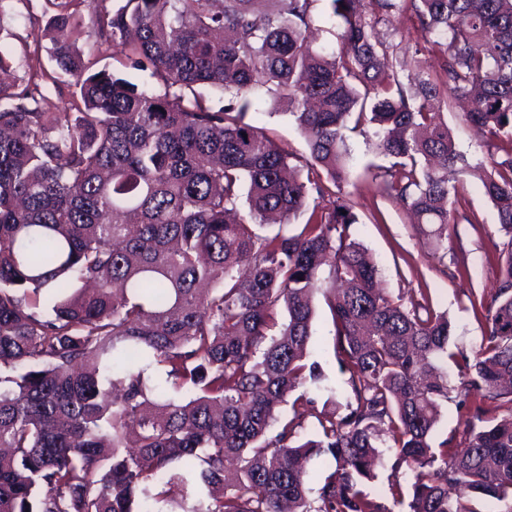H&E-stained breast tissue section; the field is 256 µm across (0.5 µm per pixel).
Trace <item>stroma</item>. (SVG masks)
I'll use <instances>...</instances> for the list:
<instances>
[{"mask_svg":"<svg viewBox=\"0 0 512 512\" xmlns=\"http://www.w3.org/2000/svg\"><path fill=\"white\" fill-rule=\"evenodd\" d=\"M54 6L45 0H10L4 19L0 20V49L14 61L11 81L21 82L29 71L53 74L52 41L47 34ZM379 40L398 56L436 76L443 65L442 55L431 48L433 39L425 28L408 17L391 16L376 26ZM457 105L442 107L441 118L447 123L458 151L469 162L488 161L490 147L466 126ZM248 121L262 128L279 145L299 158H307L309 149L303 134L287 115L286 104L265 105L249 112ZM349 142L356 157L350 180L352 203L359 218L355 236L372 255L386 288L404 299L427 304L447 312L454 331V344L465 355H474L486 332L484 318L474 313L470 294L491 295L498 286L500 252L507 239L497 230V214L471 176H462L458 192L452 195L455 222L448 229L444 253L434 252L420 235L407 210L387 195L381 179L372 178L370 170L383 165L363 129L349 132ZM315 319L309 346L311 360L321 364L326 376L324 389L306 388L312 404L301 418L300 438L312 437L317 418L336 407V394L346 391L347 376L342 373L334 352L333 324L323 293L313 300ZM472 398L452 391L441 407L434 429L435 441L461 439L470 419Z\"/></svg>","mask_w":512,"mask_h":512,"instance_id":"obj_1","label":"stroma"}]
</instances>
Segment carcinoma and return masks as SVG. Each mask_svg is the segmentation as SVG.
<instances>
[{
  "label": "carcinoma",
  "instance_id": "obj_1",
  "mask_svg": "<svg viewBox=\"0 0 512 512\" xmlns=\"http://www.w3.org/2000/svg\"><path fill=\"white\" fill-rule=\"evenodd\" d=\"M49 2L78 115L46 107L36 72L0 82V512H512V0H329L341 43L318 50L320 0ZM85 8L163 91L93 69L75 48ZM407 12L446 55V84L405 90L406 61L376 39ZM281 99L308 141L304 179L245 121ZM452 99L470 101L490 167L457 151L440 118ZM354 114L435 250L459 176L497 211L510 249L491 300H471L488 324L471 359L446 314L381 287L354 237ZM272 216L306 221L259 234ZM325 269L350 396L295 441L311 400L271 428L324 380L307 348ZM450 360L474 413L461 446L435 448ZM383 445L411 477L389 504L371 488ZM323 456L335 471L314 490L306 464Z\"/></svg>",
  "mask_w": 512,
  "mask_h": 512
}]
</instances>
